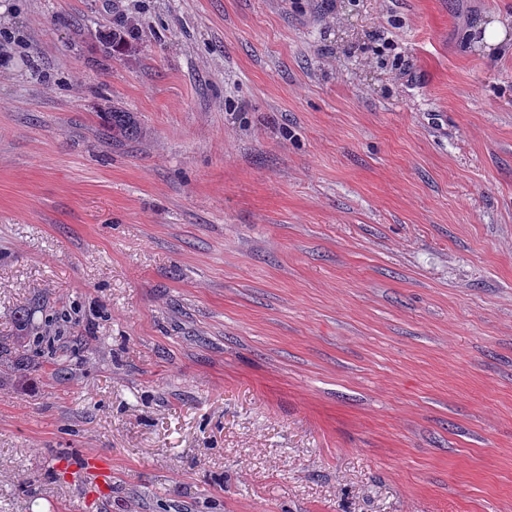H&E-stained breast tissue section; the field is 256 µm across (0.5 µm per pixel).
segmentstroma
<instances>
[{
	"mask_svg": "<svg viewBox=\"0 0 512 512\" xmlns=\"http://www.w3.org/2000/svg\"><path fill=\"white\" fill-rule=\"evenodd\" d=\"M0 48V512H512V0H0ZM130 112H123L114 110L112 112H105L107 119L108 130L114 138H126L133 131V119Z\"/></svg>",
	"mask_w": 512,
	"mask_h": 512,
	"instance_id": "stroma-1",
	"label": "stroma"
}]
</instances>
